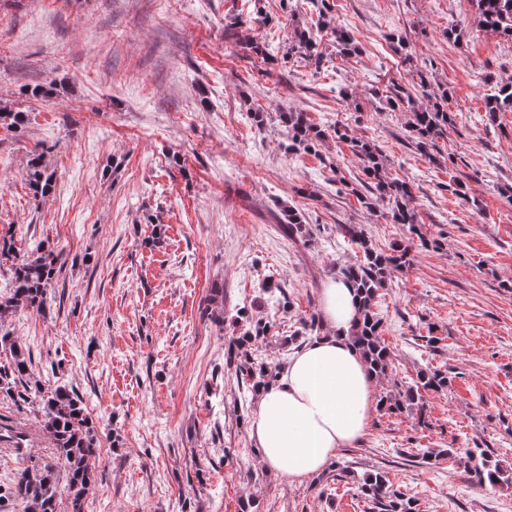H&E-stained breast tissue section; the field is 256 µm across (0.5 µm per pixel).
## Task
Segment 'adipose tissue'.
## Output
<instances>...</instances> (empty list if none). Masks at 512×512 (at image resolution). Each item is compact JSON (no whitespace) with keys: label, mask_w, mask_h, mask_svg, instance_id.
I'll return each mask as SVG.
<instances>
[{"label":"adipose tissue","mask_w":512,"mask_h":512,"mask_svg":"<svg viewBox=\"0 0 512 512\" xmlns=\"http://www.w3.org/2000/svg\"><path fill=\"white\" fill-rule=\"evenodd\" d=\"M326 336L296 351L257 398L250 423L263 462L295 478L320 473L339 448L361 439L373 409L374 378L348 336L355 315L342 280L322 290Z\"/></svg>","instance_id":"ef3b65f1"}]
</instances>
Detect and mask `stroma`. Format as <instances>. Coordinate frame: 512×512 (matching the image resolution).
<instances>
[{
    "label": "stroma",
    "instance_id": "35a3bbf8",
    "mask_svg": "<svg viewBox=\"0 0 512 512\" xmlns=\"http://www.w3.org/2000/svg\"><path fill=\"white\" fill-rule=\"evenodd\" d=\"M325 6L359 53L337 56L323 33L314 67L286 55L295 24L317 17L311 0H0V108L27 116L0 125V235L65 258L50 315L4 326L31 349L32 380L84 398L100 451L85 512H370L357 487L377 471L418 512H512V486H478L462 461L482 448L512 470V111L484 109L512 76V40L481 30L472 0ZM258 15L267 60L245 57ZM423 76L447 90L452 118L436 164L386 103L391 83L411 91ZM291 111L374 143L412 188L416 231L387 202L358 201L365 176L345 143L287 152ZM37 151L54 174L40 200ZM288 208L307 236L284 234ZM345 224L414 255L376 300L393 353L376 396L422 369L446 371L448 387L422 416L373 409L359 442L300 481L262 463L224 354L271 277L291 306L251 353L287 363L281 337L320 315L326 283L361 256ZM54 461L41 405L0 395V474Z\"/></svg>",
    "mask_w": 512,
    "mask_h": 512
}]
</instances>
